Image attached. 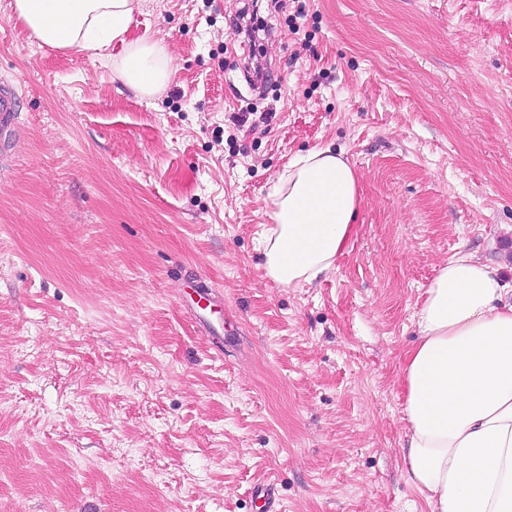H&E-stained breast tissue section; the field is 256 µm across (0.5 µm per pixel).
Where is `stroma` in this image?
I'll use <instances>...</instances> for the list:
<instances>
[{
    "label": "stroma",
    "instance_id": "1",
    "mask_svg": "<svg viewBox=\"0 0 512 512\" xmlns=\"http://www.w3.org/2000/svg\"><path fill=\"white\" fill-rule=\"evenodd\" d=\"M12 2L0 512H257L267 484L282 512H427L401 367L459 248L512 283V0H263L257 48L242 0H141L106 59L41 45ZM144 38L171 66L151 96L116 71ZM328 145L357 233L279 286L268 195Z\"/></svg>",
    "mask_w": 512,
    "mask_h": 512
}]
</instances>
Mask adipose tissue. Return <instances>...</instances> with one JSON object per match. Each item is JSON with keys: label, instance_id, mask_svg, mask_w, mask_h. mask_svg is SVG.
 <instances>
[{"label": "adipose tissue", "instance_id": "adipose-tissue-1", "mask_svg": "<svg viewBox=\"0 0 512 512\" xmlns=\"http://www.w3.org/2000/svg\"><path fill=\"white\" fill-rule=\"evenodd\" d=\"M134 0H14L32 35L54 49L107 50ZM118 73L153 94L171 75L164 48L133 45ZM260 234L264 270L283 286L329 271L355 235L359 178L328 147L296 155L271 194ZM419 336L401 369L409 482L430 512H512V285L470 253L442 264L416 312Z\"/></svg>", "mask_w": 512, "mask_h": 512}]
</instances>
